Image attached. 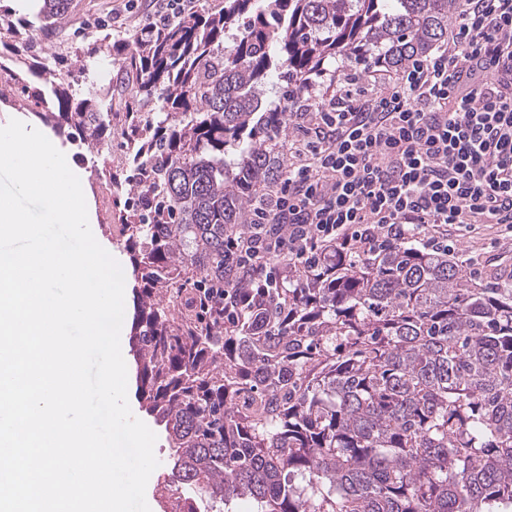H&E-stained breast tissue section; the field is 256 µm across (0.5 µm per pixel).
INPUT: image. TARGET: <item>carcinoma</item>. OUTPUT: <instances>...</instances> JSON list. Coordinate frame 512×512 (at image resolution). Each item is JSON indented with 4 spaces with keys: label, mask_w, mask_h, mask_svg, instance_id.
<instances>
[{
    "label": "carcinoma",
    "mask_w": 512,
    "mask_h": 512,
    "mask_svg": "<svg viewBox=\"0 0 512 512\" xmlns=\"http://www.w3.org/2000/svg\"><path fill=\"white\" fill-rule=\"evenodd\" d=\"M458 16L457 0H224L101 46L69 40L79 19L108 21L95 0L0 6V54L36 53L0 87L58 135L126 148L109 207L140 217L113 236L134 277L139 403L170 449L158 493L174 512H512V277L409 241L331 245L330 261L282 266L257 308L225 242L259 233L256 201L288 171L272 76L300 90L330 60L400 71ZM102 50L115 84L93 77ZM213 288L236 322L200 303Z\"/></svg>",
    "instance_id": "carcinoma-1"
}]
</instances>
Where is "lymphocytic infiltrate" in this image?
<instances>
[{"label":"lymphocytic infiltrate","instance_id":"lymphocytic-infiltrate-1","mask_svg":"<svg viewBox=\"0 0 512 512\" xmlns=\"http://www.w3.org/2000/svg\"><path fill=\"white\" fill-rule=\"evenodd\" d=\"M200 0H112L158 23ZM460 20L424 60L393 74L369 65L313 100L288 91L279 108L298 135L274 204L259 224H290L267 248L236 241L247 287L264 288L280 262L304 264L323 245L368 250L379 235L424 244L449 231L512 237V0H460Z\"/></svg>","mask_w":512,"mask_h":512}]
</instances>
